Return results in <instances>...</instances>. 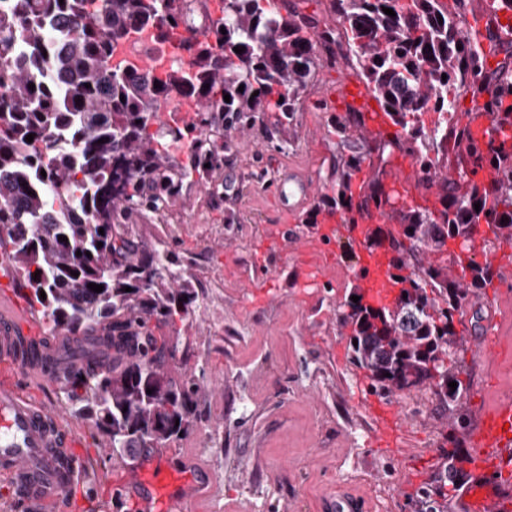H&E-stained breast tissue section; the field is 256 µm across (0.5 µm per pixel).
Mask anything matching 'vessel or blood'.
<instances>
[{
	"label": "vessel or blood",
	"instance_id": "obj_1",
	"mask_svg": "<svg viewBox=\"0 0 512 512\" xmlns=\"http://www.w3.org/2000/svg\"><path fill=\"white\" fill-rule=\"evenodd\" d=\"M42 331L16 298L0 293V365L29 379L59 386L70 366L60 355L69 343L41 345ZM479 460L472 482L460 498V512H512V400L495 404L475 437ZM77 437L61 414L20 390L14 379L0 380V473L11 479L10 491L29 512H51L64 493L84 476L75 452ZM211 480L209 470L192 457L162 451L135 478L120 481L115 491L133 503L136 512H191V505ZM363 501L342 491L326 512H364Z\"/></svg>",
	"mask_w": 512,
	"mask_h": 512
}]
</instances>
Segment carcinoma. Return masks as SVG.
<instances>
[{
	"label": "carcinoma",
	"mask_w": 512,
	"mask_h": 512,
	"mask_svg": "<svg viewBox=\"0 0 512 512\" xmlns=\"http://www.w3.org/2000/svg\"><path fill=\"white\" fill-rule=\"evenodd\" d=\"M264 2L224 0L217 19L197 13L204 0L193 6L188 0H9L0 11V246L10 248L15 276L32 291L31 306H39L50 335L86 336L63 390L73 412L93 420L116 457L178 439L190 426L197 392L194 379L177 380L168 368L178 337H157L150 326L188 315L196 291L183 280L176 255L131 238L130 217L170 207L190 169L214 179L218 149H229L231 132L255 126L271 111L280 113L279 125L288 123L319 64L318 45L340 39L332 28L274 15ZM336 11L350 31L340 57L403 131L379 146L380 162L394 150L406 153L430 188L439 169L431 149L452 135L465 150L457 178L439 181L442 209L435 213L397 207L380 170L357 194L350 174H340L328 200L330 210L353 224L354 214L382 199L400 226L382 229L394 253L388 278L403 291L399 301L346 303L343 319L358 341L353 363L370 372L376 393L429 384L446 404L465 390L456 361L443 367L457 343L455 318L495 275L490 260H474L490 240L476 238L473 227L484 224L495 240L512 243V111H501L512 96V71L504 64L490 69L478 33L462 35L438 0H336ZM181 29L188 37L178 41ZM146 31L175 43L179 59L139 77L112 59ZM46 71L63 78L59 88L45 87ZM459 87L475 99L488 96L496 136L481 143L470 125L448 126ZM175 95L194 112L168 127L161 106ZM272 95L283 102L270 103ZM431 111L443 121L429 128L424 116ZM334 126L341 138L360 135L365 115L348 112ZM160 135L167 144L158 149ZM184 147L188 167L177 155ZM486 168L497 173L488 188L476 180ZM71 211L88 221L60 223ZM450 240L460 252L445 260ZM445 459L437 483L418 491L424 512H439L437 499L459 480L457 464L465 458L453 448Z\"/></svg>",
	"instance_id": "obj_1"
}]
</instances>
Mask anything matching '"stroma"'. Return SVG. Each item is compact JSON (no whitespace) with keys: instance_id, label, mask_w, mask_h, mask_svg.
<instances>
[{"instance_id":"1","label":"stroma","mask_w":512,"mask_h":512,"mask_svg":"<svg viewBox=\"0 0 512 512\" xmlns=\"http://www.w3.org/2000/svg\"><path fill=\"white\" fill-rule=\"evenodd\" d=\"M269 3L275 14L339 25L333 0ZM353 77L344 60L318 65L287 125L268 112L262 127L231 134L223 189L212 192L190 174L175 206L129 225L135 237L178 256L185 280L201 293L191 313L161 330L179 339L174 377L198 384L191 429L165 445L211 469L209 492L193 512H323L342 489L362 497L368 512H418V490L442 471L449 436L462 455L474 456L472 435L486 410L512 397V354L485 356L480 330L464 315L454 359L463 370L457 408L466 428H454L452 411L422 386L391 396L396 422L387 446H376L370 405L378 396L368 371L352 362V327L340 319L365 246L337 237L335 260L319 249L307 267L299 253L264 248L285 228L316 240L328 225L324 199L337 174L351 172L359 189L369 171H349L350 159L377 157V140L400 134L392 124L377 140L337 136L335 92ZM288 174L311 183L313 193L275 201L272 185ZM27 392L58 409L81 445L86 479L66 492L58 512H132L112 495L121 472L91 421L72 413L62 389L31 385Z\"/></svg>"}]
</instances>
